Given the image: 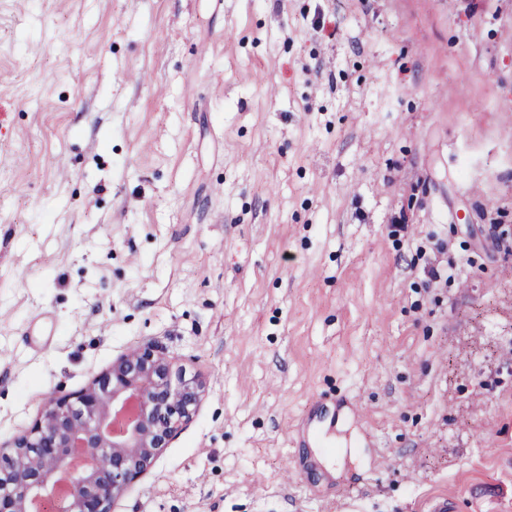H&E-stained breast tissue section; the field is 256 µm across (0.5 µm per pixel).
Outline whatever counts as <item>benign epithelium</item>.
Here are the masks:
<instances>
[{"label":"benign epithelium","instance_id":"7a95c632","mask_svg":"<svg viewBox=\"0 0 512 512\" xmlns=\"http://www.w3.org/2000/svg\"><path fill=\"white\" fill-rule=\"evenodd\" d=\"M204 385L151 345L112 362L85 387L51 398L0 448V512H36L67 481L65 512H114L202 400Z\"/></svg>","mask_w":512,"mask_h":512}]
</instances>
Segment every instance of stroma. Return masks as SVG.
Listing matches in <instances>:
<instances>
[{"label": "stroma", "mask_w": 512, "mask_h": 512, "mask_svg": "<svg viewBox=\"0 0 512 512\" xmlns=\"http://www.w3.org/2000/svg\"><path fill=\"white\" fill-rule=\"evenodd\" d=\"M509 266L512 0H0V445L205 384L115 512H512Z\"/></svg>", "instance_id": "1"}]
</instances>
